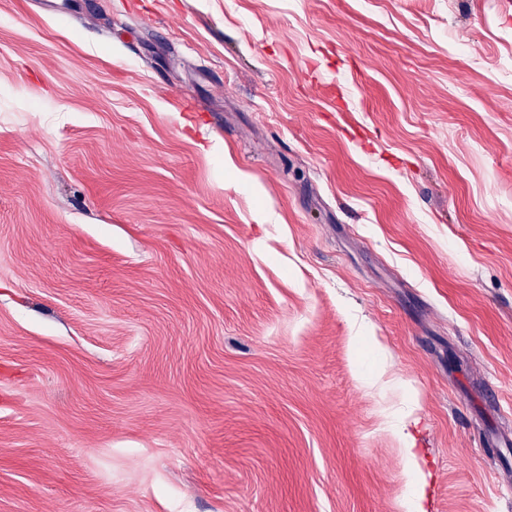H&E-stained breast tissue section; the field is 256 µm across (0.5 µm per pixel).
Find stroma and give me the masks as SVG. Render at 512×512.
Segmentation results:
<instances>
[{"instance_id":"obj_1","label":"stroma","mask_w":512,"mask_h":512,"mask_svg":"<svg viewBox=\"0 0 512 512\" xmlns=\"http://www.w3.org/2000/svg\"><path fill=\"white\" fill-rule=\"evenodd\" d=\"M491 435L512 0H0V512H512Z\"/></svg>"}]
</instances>
